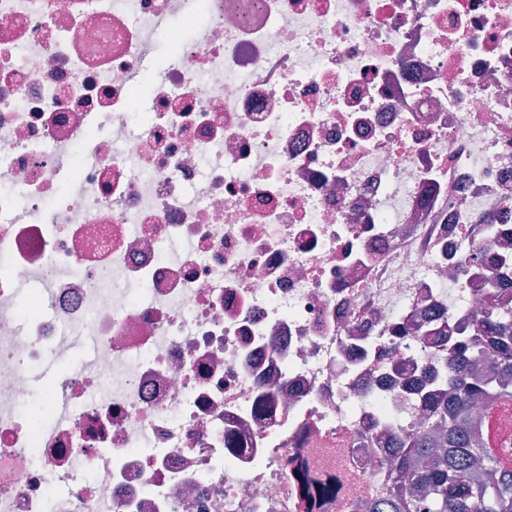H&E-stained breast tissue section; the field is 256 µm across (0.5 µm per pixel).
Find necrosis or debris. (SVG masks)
I'll list each match as a JSON object with an SVG mask.
<instances>
[{
	"label": "necrosis or debris",
	"instance_id": "obj_1",
	"mask_svg": "<svg viewBox=\"0 0 512 512\" xmlns=\"http://www.w3.org/2000/svg\"><path fill=\"white\" fill-rule=\"evenodd\" d=\"M490 305L512 0H0V512H350ZM292 481L295 485H300L304 498L308 503L309 510L306 512L314 511L316 505L321 500L335 491V488L329 482L318 481L300 473L294 474Z\"/></svg>",
	"mask_w": 512,
	"mask_h": 512
}]
</instances>
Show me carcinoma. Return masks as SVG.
Here are the masks:
<instances>
[{
  "mask_svg": "<svg viewBox=\"0 0 512 512\" xmlns=\"http://www.w3.org/2000/svg\"><path fill=\"white\" fill-rule=\"evenodd\" d=\"M481 346L432 327L449 357L418 390L422 418L385 461L388 497L361 499L351 512H512V312L488 309L475 323ZM470 366L487 371L472 380ZM484 415L475 412L477 404ZM307 512L335 491L332 484L296 473Z\"/></svg>",
  "mask_w": 512,
  "mask_h": 512,
  "instance_id": "obj_1",
  "label": "carcinoma"
}]
</instances>
